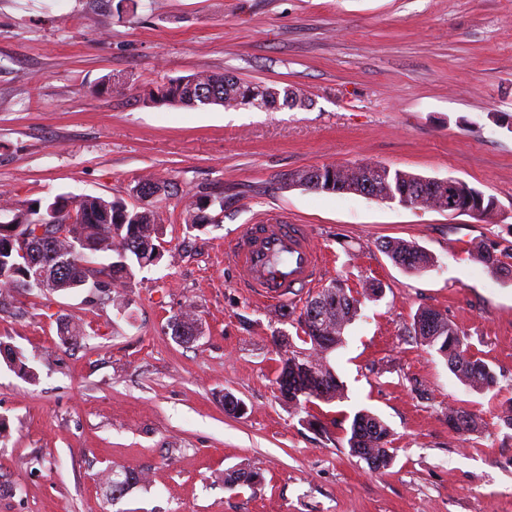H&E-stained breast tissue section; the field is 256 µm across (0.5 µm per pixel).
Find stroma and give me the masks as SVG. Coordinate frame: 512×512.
Here are the masks:
<instances>
[{
    "instance_id": "stroma-1",
    "label": "stroma",
    "mask_w": 512,
    "mask_h": 512,
    "mask_svg": "<svg viewBox=\"0 0 512 512\" xmlns=\"http://www.w3.org/2000/svg\"><path fill=\"white\" fill-rule=\"evenodd\" d=\"M229 74L295 92L299 107L157 105L156 86ZM125 96L99 93L110 76ZM378 163L455 177L493 197V219L292 186L296 170ZM171 184L159 202L164 254L125 288L124 307L88 289L16 288L0 301V512H512V277L471 256L512 244V0H0V189L12 201L58 194L132 202L139 179ZM224 195L217 223L183 221ZM308 225L323 284L371 281L330 363L346 397L299 411L275 383L288 318L257 304L224 262L243 225ZM434 258L415 274L382 242ZM195 341L167 324L187 304ZM434 309L497 374L469 390L408 335ZM80 322V344L60 341ZM244 404L224 410L225 394ZM480 423L463 438L447 412ZM391 430L394 458L370 472L347 445L354 414ZM318 417L321 428L309 425ZM259 472L227 488L224 473ZM147 473L114 499L103 471ZM216 204L219 205L220 211L223 213L224 195L215 196L214 198L205 196L197 199L188 206V209H186L184 223L194 224L193 226L195 227H202L205 224H210L215 217L212 216L209 211Z\"/></svg>"
}]
</instances>
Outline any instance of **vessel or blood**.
<instances>
[{"label": "vessel or blood", "instance_id": "vessel-or-blood-1", "mask_svg": "<svg viewBox=\"0 0 512 512\" xmlns=\"http://www.w3.org/2000/svg\"><path fill=\"white\" fill-rule=\"evenodd\" d=\"M224 259L238 270L243 286L255 299L279 307L297 292L314 287L325 270L304 225L270 219L246 225L225 242Z\"/></svg>", "mask_w": 512, "mask_h": 512}]
</instances>
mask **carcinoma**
Here are the masks:
<instances>
[{"label": "carcinoma", "instance_id": "obj_1", "mask_svg": "<svg viewBox=\"0 0 512 512\" xmlns=\"http://www.w3.org/2000/svg\"><path fill=\"white\" fill-rule=\"evenodd\" d=\"M271 108L282 104L294 107L301 99L287 89L257 83H243L224 74L198 73L174 79L152 93L151 102L197 108L218 105L224 108L245 106L249 100ZM373 163L328 164L304 168L290 176L293 185L329 194H357L370 197H391L406 201L412 208L447 210L448 180L435 181L423 188L422 176L381 166L372 171ZM456 203L460 209L479 208V214L491 215L495 201L479 189L460 180L453 181ZM140 203L128 205L119 199L101 196H56L50 202L41 200L15 203L10 208L11 223L0 224V296L14 288L25 286L24 269L11 247L14 237L22 235L36 224H50L56 213L62 219L75 212V221L67 235L52 240L45 262L53 265L57 257L69 255L72 260L55 271L53 291L69 292L92 284L98 292L107 294L111 302H120L121 294H112V287L126 285L135 278V268L158 263L163 253L155 241L159 238L161 215L153 199L167 193V185L151 179L138 182ZM224 208V197H201L185 211L184 223L202 227L213 221V206ZM76 244L85 245L92 253L111 257L99 269L86 266L87 259L70 252ZM381 250L393 263L421 273L433 266L431 254L417 243L405 239L383 242ZM512 248L498 243H477L471 250L473 259L494 275H512V265L506 262ZM382 291L368 283L354 291L340 281H334L305 301L299 314L300 334L297 346L289 337L281 336L288 345L280 361L276 383L283 398L304 410L314 401L333 403L344 398V386L329 362V355L343 343L346 327L359 315L362 300ZM172 335L189 342L197 335L198 318L195 307L186 306L169 322ZM409 333L415 342L436 351L446 360L449 370L468 389L489 391L498 384L495 371L471 349V344L455 324L434 309L421 310L414 316ZM448 424L468 436L478 431L477 418L462 408H448ZM393 442L387 425L376 415L361 410L354 414L347 440L351 455L363 460L373 472L386 470L393 459ZM256 472L231 470L224 474V485L232 488L242 481L254 482ZM112 498L118 499L143 482L139 474L111 471L106 478Z\"/></svg>", "mask_w": 512, "mask_h": 512}]
</instances>
